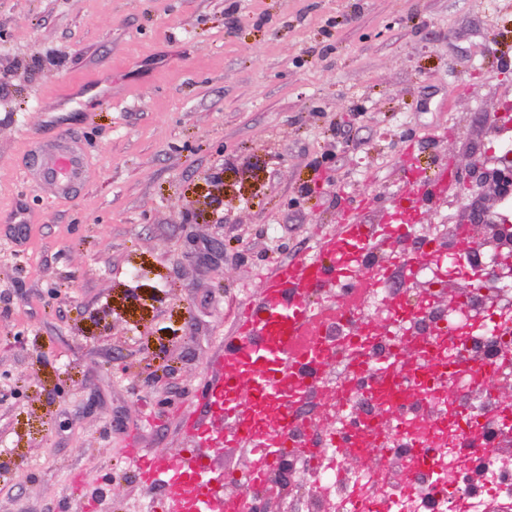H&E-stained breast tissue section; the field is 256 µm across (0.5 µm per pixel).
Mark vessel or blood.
<instances>
[{
	"mask_svg": "<svg viewBox=\"0 0 512 512\" xmlns=\"http://www.w3.org/2000/svg\"><path fill=\"white\" fill-rule=\"evenodd\" d=\"M89 166L78 136L57 134L29 150L22 178L56 199H69L84 186ZM404 169V191L387 223L363 224L351 211H344L335 237L324 243L318 256L279 265L266 277L261 303L244 305L233 334L224 339L221 373L202 387L213 420L191 422L195 446L174 456L139 450L134 461L141 481H161L169 488L156 512H237L238 498L224 495V486L242 477L248 484H260L283 453L293 450L288 423L323 384L325 368L334 357L323 340V327L335 310L324 303L323 288L334 285L344 303H351L365 284L362 268L373 260L372 243H395L412 236L407 211L429 205L448 185L447 171L426 173L412 155H405ZM438 339L456 345L454 325L448 322L433 335L407 339L369 377L364 398L384 403L393 421L402 423L408 414L407 397L420 376H428L437 388L448 384L447 369L433 373L425 369ZM266 404L275 408L270 424L253 413ZM331 443L359 464L366 460V449L389 445L381 424L351 415L337 422ZM212 444L249 449L243 474L212 475L202 453Z\"/></svg>",
	"mask_w": 512,
	"mask_h": 512,
	"instance_id": "1",
	"label": "vessel or blood"
}]
</instances>
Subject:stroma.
I'll list each match as a JSON object with an SVG mask.
<instances>
[{
    "mask_svg": "<svg viewBox=\"0 0 512 512\" xmlns=\"http://www.w3.org/2000/svg\"><path fill=\"white\" fill-rule=\"evenodd\" d=\"M510 98L512 0H0V512L161 500L130 451L192 445L235 306L355 200L383 223L405 152L484 162ZM61 128L67 200L20 178Z\"/></svg>",
    "mask_w": 512,
    "mask_h": 512,
    "instance_id": "1",
    "label": "stroma"
}]
</instances>
